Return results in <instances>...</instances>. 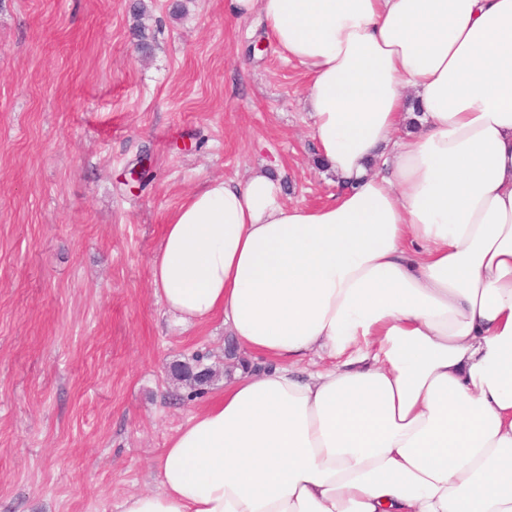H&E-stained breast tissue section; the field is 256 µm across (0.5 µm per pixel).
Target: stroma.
<instances>
[{
  "label": "stroma",
  "instance_id": "stroma-1",
  "mask_svg": "<svg viewBox=\"0 0 512 512\" xmlns=\"http://www.w3.org/2000/svg\"><path fill=\"white\" fill-rule=\"evenodd\" d=\"M129 2L0 0V512H118L158 490L168 438L259 365L222 319L181 330L152 291L189 193L260 165L287 203L337 192L307 78L259 16L145 0L144 57ZM197 354L215 376L194 396L167 369Z\"/></svg>",
  "mask_w": 512,
  "mask_h": 512
}]
</instances>
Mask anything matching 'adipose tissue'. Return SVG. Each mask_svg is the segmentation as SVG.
<instances>
[{
	"mask_svg": "<svg viewBox=\"0 0 512 512\" xmlns=\"http://www.w3.org/2000/svg\"><path fill=\"white\" fill-rule=\"evenodd\" d=\"M229 5L306 74L341 192L290 205L255 168L168 218L155 296L265 366L121 512H512V0Z\"/></svg>",
	"mask_w": 512,
	"mask_h": 512,
	"instance_id": "ef3b65f1",
	"label": "adipose tissue"
}]
</instances>
